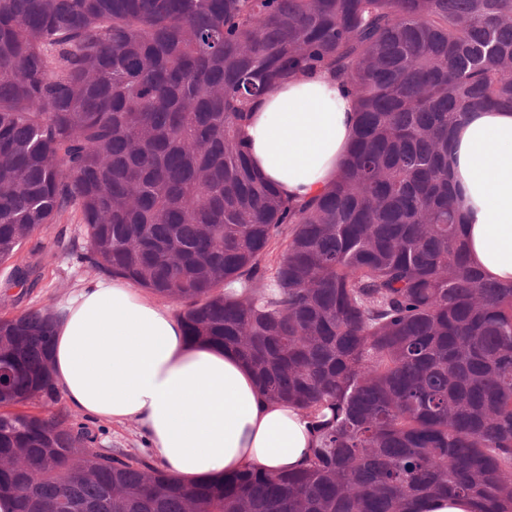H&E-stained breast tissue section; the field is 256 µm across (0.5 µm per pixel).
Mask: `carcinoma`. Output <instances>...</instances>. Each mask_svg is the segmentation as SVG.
Returning a JSON list of instances; mask_svg holds the SVG:
<instances>
[{
    "mask_svg": "<svg viewBox=\"0 0 512 512\" xmlns=\"http://www.w3.org/2000/svg\"><path fill=\"white\" fill-rule=\"evenodd\" d=\"M333 72L360 114L336 179L284 198L241 128ZM512 108V0H0V263L73 207L85 258L183 305L305 411L306 467L188 485L58 409L55 313L0 318L11 512H512V286L469 264L448 136ZM288 237L272 276L261 266ZM243 286L237 298L226 292ZM428 512H473L474 501L463 495H437L427 498Z\"/></svg>",
    "mask_w": 512,
    "mask_h": 512,
    "instance_id": "cac0c4a2",
    "label": "carcinoma"
}]
</instances>
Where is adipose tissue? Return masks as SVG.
I'll return each instance as SVG.
<instances>
[{"mask_svg":"<svg viewBox=\"0 0 512 512\" xmlns=\"http://www.w3.org/2000/svg\"><path fill=\"white\" fill-rule=\"evenodd\" d=\"M357 123L334 74L272 86L246 128L255 171L292 201L332 182ZM470 263L512 282V110L467 113L448 139ZM51 360L68 406L140 423L154 458L193 484L243 469H301L314 432L295 405L268 400L234 352L189 341L180 318L124 280L85 283L59 311Z\"/></svg>","mask_w":512,"mask_h":512,"instance_id":"1","label":"adipose tissue"}]
</instances>
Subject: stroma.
<instances>
[{"label":"stroma","mask_w":512,"mask_h":512,"mask_svg":"<svg viewBox=\"0 0 512 512\" xmlns=\"http://www.w3.org/2000/svg\"><path fill=\"white\" fill-rule=\"evenodd\" d=\"M86 232L75 210H68L56 223L44 225L8 263L0 264V318L33 309L56 310L58 305L88 281L98 279L92 267L82 263ZM29 268L27 282L13 279L14 268ZM76 421H89L102 448H119L136 457H149L145 435L136 422L117 426L104 419H87L73 411Z\"/></svg>","instance_id":"1"}]
</instances>
